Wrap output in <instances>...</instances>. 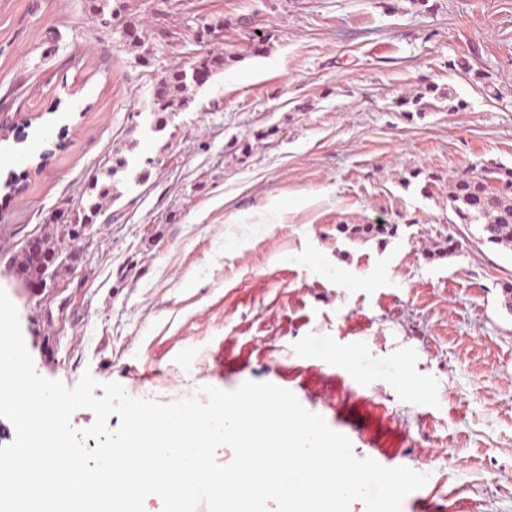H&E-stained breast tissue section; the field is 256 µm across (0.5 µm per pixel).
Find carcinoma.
Returning a JSON list of instances; mask_svg holds the SVG:
<instances>
[{"instance_id": "cac0c4a2", "label": "carcinoma", "mask_w": 512, "mask_h": 512, "mask_svg": "<svg viewBox=\"0 0 512 512\" xmlns=\"http://www.w3.org/2000/svg\"><path fill=\"white\" fill-rule=\"evenodd\" d=\"M222 70V56L202 57L188 69L182 66L167 69L154 90L150 128L155 132L165 130L176 111L189 106L193 93L205 87ZM109 162L106 179L94 183L79 197L75 210L89 216L103 208L104 202L119 198L115 177L127 169L129 161L127 156L117 153ZM448 201L462 223L478 226L480 243L512 247V167L497 165L475 175L465 173L456 177ZM337 231L349 240L376 238L383 241L398 235V225L340 224Z\"/></svg>"}]
</instances>
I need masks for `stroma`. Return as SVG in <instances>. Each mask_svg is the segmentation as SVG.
<instances>
[{"label":"stroma","instance_id":"35a3bbf8","mask_svg":"<svg viewBox=\"0 0 512 512\" xmlns=\"http://www.w3.org/2000/svg\"><path fill=\"white\" fill-rule=\"evenodd\" d=\"M123 5L106 28L86 0H0V113L22 125L0 140V288L36 373L168 403L272 383L356 458L427 474L402 512H512V250L448 205L454 177L512 166V0ZM209 54L223 72L151 133L165 69ZM127 148L148 179L125 173L34 293L27 238H64L57 213ZM274 202L281 223L245 232ZM394 223L384 246L336 230Z\"/></svg>","mask_w":512,"mask_h":512}]
</instances>
